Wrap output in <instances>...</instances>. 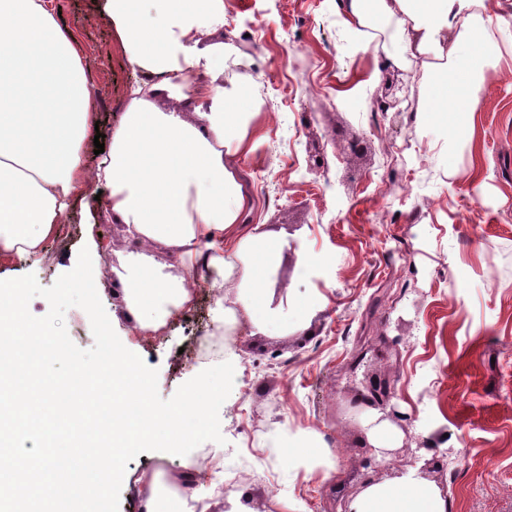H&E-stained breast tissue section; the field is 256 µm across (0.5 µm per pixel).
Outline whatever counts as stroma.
I'll use <instances>...</instances> for the list:
<instances>
[{"mask_svg":"<svg viewBox=\"0 0 512 512\" xmlns=\"http://www.w3.org/2000/svg\"><path fill=\"white\" fill-rule=\"evenodd\" d=\"M340 0H229L216 40L231 54L224 85L232 112L257 113V143L235 160L253 205L242 222L281 245L261 266L268 330L240 322L231 392L219 411L223 443L185 456L161 451L128 463L119 512H143L150 479L170 495L196 492L200 512H341L367 479L429 462L449 512H512V0L489 55L485 109L474 126L412 110L425 79L413 66L377 78L382 50L348 35ZM77 39L109 134L134 81L114 31L93 0H51ZM386 101L383 112L370 103ZM428 207L407 223L416 202ZM36 262L0 258V280L34 274L52 286L82 247L98 260L132 250L122 224L80 200ZM402 249L394 263L387 250ZM97 293L123 345L158 371V392L208 368L186 364L198 316L213 318V289L174 314L163 333L137 334L124 293ZM391 398L362 402L370 381ZM379 411L397 433L389 467L370 468L364 419ZM446 435V446L428 439ZM330 448L332 475L281 459V446ZM208 458L212 479L185 481ZM237 471L218 491L221 471Z\"/></svg>","mask_w":512,"mask_h":512,"instance_id":"stroma-1","label":"stroma"}]
</instances>
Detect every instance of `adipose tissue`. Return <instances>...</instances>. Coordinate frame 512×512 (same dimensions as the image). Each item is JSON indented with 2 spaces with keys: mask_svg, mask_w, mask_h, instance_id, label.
Masks as SVG:
<instances>
[{
  "mask_svg": "<svg viewBox=\"0 0 512 512\" xmlns=\"http://www.w3.org/2000/svg\"><path fill=\"white\" fill-rule=\"evenodd\" d=\"M142 79L95 169L82 161L96 100L80 46L45 0H0V256L25 263L43 254L74 196L99 197L124 224L133 251L114 275L139 333L154 335L193 301L197 259L216 285L234 284V307H219L218 325L244 314L257 328L271 318L253 260L276 249L266 234L237 228L251 198L234 160L251 153L256 113L226 108L224 0H97ZM342 22L364 42L389 32L383 78L415 64L428 74L426 103L474 120L484 109L482 52L493 42L487 0H342ZM168 92L178 106L160 110ZM196 119L188 121L185 108ZM175 254L178 271L154 251ZM346 512H448L443 491L420 469L365 483Z\"/></svg>",
  "mask_w": 512,
  "mask_h": 512,
  "instance_id": "adipose-tissue-1",
  "label": "adipose tissue"
}]
</instances>
